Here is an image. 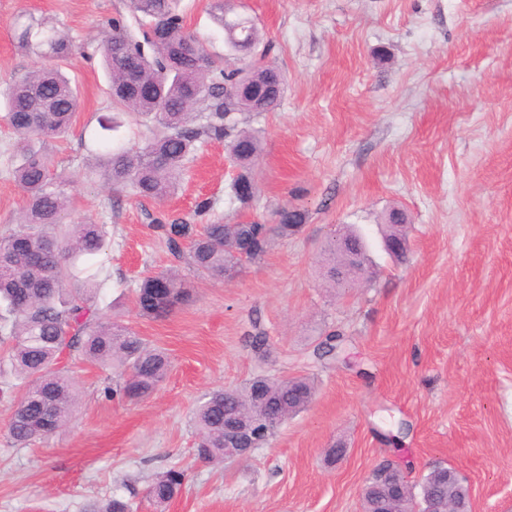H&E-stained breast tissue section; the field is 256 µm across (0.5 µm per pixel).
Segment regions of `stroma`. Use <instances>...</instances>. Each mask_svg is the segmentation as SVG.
Masks as SVG:
<instances>
[{"label": "stroma", "mask_w": 512, "mask_h": 512, "mask_svg": "<svg viewBox=\"0 0 512 512\" xmlns=\"http://www.w3.org/2000/svg\"><path fill=\"white\" fill-rule=\"evenodd\" d=\"M263 39L235 64L277 66L284 92L269 112L243 114L259 132L258 196L241 208L224 143L206 141L164 201L117 197L96 154L108 112L98 40L115 18L139 24L129 0H0V90L40 65L13 22L24 14L68 34L70 73L82 103L52 168L71 173L68 223L101 224L109 246L99 308L170 367L149 396L108 395L111 371L62 359L82 392L65 428L28 447L8 434L0 397V512H83L120 492L136 512L156 511L158 473L185 471L160 512H360L371 469L395 460L410 482L443 461L467 481L473 512H512V0H232ZM186 31L213 56L227 54L211 0H179ZM15 138L0 121V236L14 228L25 194L14 181ZM207 200L225 223L278 221L297 207L303 230L276 240L232 281L200 276L171 254L153 218L197 223ZM409 222L411 250L398 264L380 248L386 214ZM352 224L367 235L376 274L353 291L324 288L318 258L329 233ZM177 268L193 302L169 319L140 316L133 290ZM261 330L259 356L246 335ZM346 352L316 362L332 331ZM256 374L311 375L307 410L262 448L224 464L194 456L191 419L200 398ZM347 452L335 463L324 452Z\"/></svg>", "instance_id": "obj_1"}]
</instances>
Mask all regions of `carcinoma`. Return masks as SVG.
<instances>
[{
  "label": "carcinoma",
  "mask_w": 512,
  "mask_h": 512,
  "mask_svg": "<svg viewBox=\"0 0 512 512\" xmlns=\"http://www.w3.org/2000/svg\"><path fill=\"white\" fill-rule=\"evenodd\" d=\"M131 8L139 15L138 32L115 19L97 51L104 61L112 108L151 125L152 135L136 150L106 148L105 183L116 191L162 201L178 188L189 156L205 140L223 141L230 152L247 146L249 152L237 156V178L254 179L263 143L255 132L240 127L241 114L272 110L277 99L267 88L281 74L260 61L247 69L227 70L203 45L186 49L184 20L175 0H131ZM221 26L235 50H247L261 39L247 18ZM14 27L18 43L46 60L14 77L3 116L16 138L12 174L25 192V203L17 230L0 240V342H11L14 377L4 382L0 394L14 407L10 438L25 447L64 427L79 409L80 388L59 368L64 352L112 369L117 377L112 396L128 401L150 396L165 378L169 361L163 351L149 347L96 304L102 285L96 259L106 246L102 225L90 220L63 223L72 203L73 180L51 168L47 149L70 129L79 110V89L63 72L73 42L53 27L20 19ZM131 59L138 62V70L130 82L124 67ZM227 85L256 95L229 96ZM305 221V212L291 208L278 212L276 224H226L217 219L197 226L178 218H155L152 227L175 254L188 255L195 271L222 280L259 261L275 239L299 233ZM371 266L367 243L351 225L331 232L322 246L320 277L328 288L355 287L370 275ZM192 296L191 284L176 270L147 275L134 290L140 315L156 321L168 319ZM315 393L313 381L305 376L258 375L239 387L211 389L192 417L196 457L207 463L224 461L225 422L249 423L277 410L297 415ZM184 478L176 468L158 474L148 487V498L158 507L167 504L180 492ZM417 486L418 493H410L387 512L411 509L416 502L433 506L448 498L460 512H471L469 488L452 468L429 471ZM132 508L114 494L87 503L84 512Z\"/></svg>",
  "instance_id": "cac0c4a2"
}]
</instances>
